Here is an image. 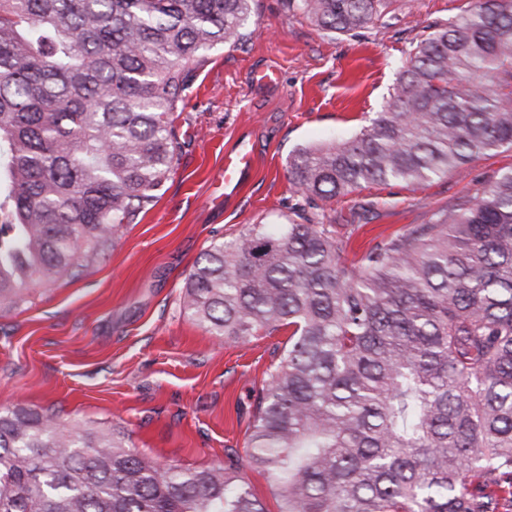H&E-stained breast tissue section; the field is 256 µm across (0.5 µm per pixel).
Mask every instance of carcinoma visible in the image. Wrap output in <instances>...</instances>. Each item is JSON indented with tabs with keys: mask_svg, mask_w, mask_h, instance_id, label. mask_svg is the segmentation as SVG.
Masks as SVG:
<instances>
[{
	"mask_svg": "<svg viewBox=\"0 0 512 512\" xmlns=\"http://www.w3.org/2000/svg\"><path fill=\"white\" fill-rule=\"evenodd\" d=\"M393 0H288L319 29ZM252 0H0V311L80 276L156 202L212 51ZM512 149V0H469L408 50L353 138L299 148L289 183L331 201ZM319 214L253 224L186 276L184 313L233 342L288 333L244 455L162 467L120 433L0 412V512H512V170L350 261Z\"/></svg>",
	"mask_w": 512,
	"mask_h": 512,
	"instance_id": "carcinoma-1",
	"label": "carcinoma"
}]
</instances>
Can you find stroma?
Returning a JSON list of instances; mask_svg holds the SVG:
<instances>
[{"label": "stroma", "mask_w": 512, "mask_h": 512, "mask_svg": "<svg viewBox=\"0 0 512 512\" xmlns=\"http://www.w3.org/2000/svg\"><path fill=\"white\" fill-rule=\"evenodd\" d=\"M467 5L395 0L380 20L334 34L284 0H254L246 41L211 54L174 115L185 146L161 198L77 279L0 313V411L42 408L67 426L124 434L163 467L199 468L243 450L253 394L287 335L234 343L208 334L182 311L187 273L212 243L310 213L288 181L289 154L359 133L381 111L411 43ZM260 70L275 71V81L256 84ZM242 141L258 164L219 201L224 152ZM509 169L512 149L476 156L461 175L368 185L319 211L360 252Z\"/></svg>", "instance_id": "obj_1"}]
</instances>
